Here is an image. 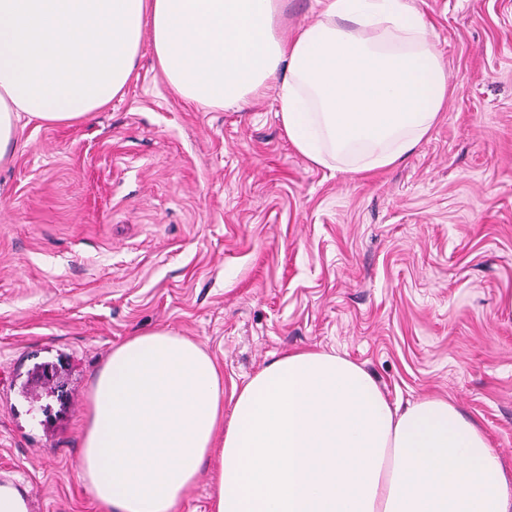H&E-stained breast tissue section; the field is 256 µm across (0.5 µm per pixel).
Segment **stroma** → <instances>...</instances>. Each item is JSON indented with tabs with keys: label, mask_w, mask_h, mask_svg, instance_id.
I'll return each mask as SVG.
<instances>
[{
	"label": "stroma",
	"mask_w": 512,
	"mask_h": 512,
	"mask_svg": "<svg viewBox=\"0 0 512 512\" xmlns=\"http://www.w3.org/2000/svg\"><path fill=\"white\" fill-rule=\"evenodd\" d=\"M455 92L374 174L311 165L274 96L177 98L143 42L122 96L21 118L0 165V481L100 512L79 477L90 385L167 328L225 392L283 353L361 364L391 402L453 400L512 471V0H417Z\"/></svg>",
	"instance_id": "obj_1"
}]
</instances>
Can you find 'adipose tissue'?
Masks as SVG:
<instances>
[{"label":"adipose tissue","mask_w":512,"mask_h":512,"mask_svg":"<svg viewBox=\"0 0 512 512\" xmlns=\"http://www.w3.org/2000/svg\"><path fill=\"white\" fill-rule=\"evenodd\" d=\"M293 38L281 0H0V163L21 115L72 123L121 96L143 38L172 92L234 108L274 91L311 164L402 162L451 88L414 0H319ZM196 342L165 328L95 375L80 477L108 512H177L206 462L215 512H512V480L476 422L442 397L391 405L361 365L285 353L233 393Z\"/></svg>","instance_id":"ef3b65f1"}]
</instances>
